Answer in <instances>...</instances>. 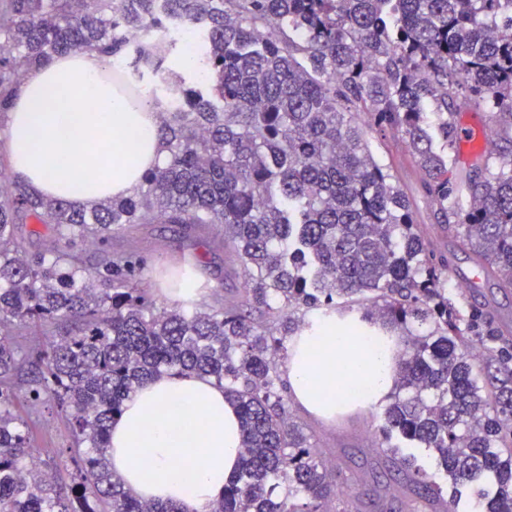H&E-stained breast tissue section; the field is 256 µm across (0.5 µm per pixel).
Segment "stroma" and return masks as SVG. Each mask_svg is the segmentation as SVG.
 Here are the masks:
<instances>
[{"label": "stroma", "instance_id": "35a3bbf8", "mask_svg": "<svg viewBox=\"0 0 512 512\" xmlns=\"http://www.w3.org/2000/svg\"><path fill=\"white\" fill-rule=\"evenodd\" d=\"M461 126L469 128L477 141L458 146L455 169L458 174L483 167L487 158L498 157L503 149L495 130L493 113L468 109L458 116ZM367 137L378 158L394 165L399 185L408 195L416 220L433 248L447 252L450 259L448 295L461 310L478 305L499 322L512 325V290L502 289L497 281L481 276L476 256L459 246L456 238L442 233L434 219V205L421 189L422 175L407 149L398 140L381 139L375 132ZM107 249L110 254L139 256L144 266L140 273L143 287L151 289L159 303L170 306L162 271L196 267L211 289L212 298L237 302L244 298V279L235 253L224 244L221 226L205 224L180 235L168 224H126L113 231ZM300 420L306 433L313 436L326 457L341 460L349 486L357 492L374 493L382 487H394L393 469L379 449L380 431L385 424L383 408L360 411L333 423L309 415ZM32 446L39 453H54L68 447L70 439L54 409L42 406L30 412Z\"/></svg>", "mask_w": 512, "mask_h": 512}]
</instances>
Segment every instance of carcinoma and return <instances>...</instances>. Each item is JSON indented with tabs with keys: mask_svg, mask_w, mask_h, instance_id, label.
I'll list each match as a JSON object with an SVG mask.
<instances>
[{
	"mask_svg": "<svg viewBox=\"0 0 512 512\" xmlns=\"http://www.w3.org/2000/svg\"><path fill=\"white\" fill-rule=\"evenodd\" d=\"M2 17L0 114L27 70L94 51L135 97L166 100V160L90 210L12 179L0 192V512H179L133 496L106 457L125 401L162 374L208 377L238 407L239 472L211 512H393L383 495H344L342 468L290 411L280 363L306 314L355 303L407 336L379 443L399 479L428 512H458L405 452L428 448L476 512H512V338L480 307L460 314L448 255L363 130L406 144L438 223L512 289V163L470 172L465 201L448 168L456 114L471 107L496 115L512 150L502 0H0ZM185 25L198 47L170 34ZM29 221L53 231L48 252L30 254ZM124 224L224 227L248 300L158 305L142 260L106 250ZM29 330L47 342L17 346ZM45 400L69 431L71 473L30 452L21 408Z\"/></svg>",
	"mask_w": 512,
	"mask_h": 512,
	"instance_id": "cac0c4a2",
	"label": "carcinoma"
}]
</instances>
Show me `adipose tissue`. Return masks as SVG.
Returning <instances> with one entry per match:
<instances>
[{
    "mask_svg": "<svg viewBox=\"0 0 512 512\" xmlns=\"http://www.w3.org/2000/svg\"><path fill=\"white\" fill-rule=\"evenodd\" d=\"M97 53L76 51L29 70L16 87L0 142L13 175L41 195L91 209L131 195L163 165L158 136L164 103L135 104ZM291 337L286 370L294 401L324 419L388 402L397 384L396 337L335 315H316ZM355 380L357 394L338 395ZM241 429L236 405L201 377L162 375L141 386L113 423V474L143 500L209 512L237 474Z\"/></svg>",
    "mask_w": 512,
    "mask_h": 512,
    "instance_id": "ef3b65f1",
    "label": "adipose tissue"
}]
</instances>
